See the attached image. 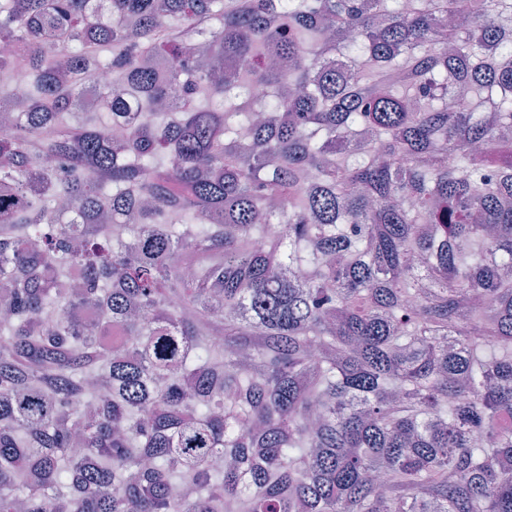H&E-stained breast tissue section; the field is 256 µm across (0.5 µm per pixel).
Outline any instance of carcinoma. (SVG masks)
<instances>
[{"label": "carcinoma", "mask_w": 512, "mask_h": 512, "mask_svg": "<svg viewBox=\"0 0 512 512\" xmlns=\"http://www.w3.org/2000/svg\"><path fill=\"white\" fill-rule=\"evenodd\" d=\"M0 43V512H512V0H0Z\"/></svg>", "instance_id": "cac0c4a2"}]
</instances>
